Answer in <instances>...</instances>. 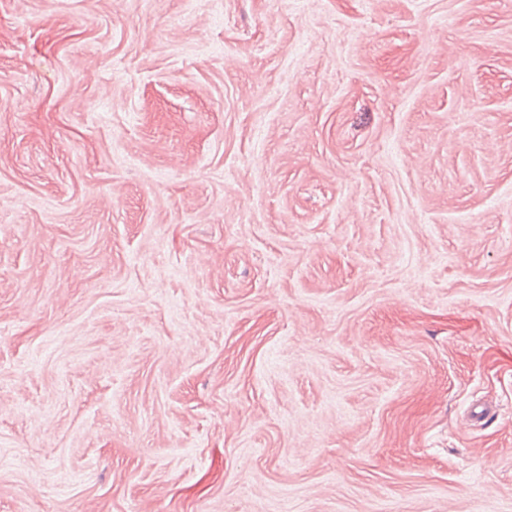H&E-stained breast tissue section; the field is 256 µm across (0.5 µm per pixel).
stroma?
I'll use <instances>...</instances> for the list:
<instances>
[{"instance_id":"obj_1","label":"stroma","mask_w":512,"mask_h":512,"mask_svg":"<svg viewBox=\"0 0 512 512\" xmlns=\"http://www.w3.org/2000/svg\"><path fill=\"white\" fill-rule=\"evenodd\" d=\"M0 512H512V0H0Z\"/></svg>"}]
</instances>
